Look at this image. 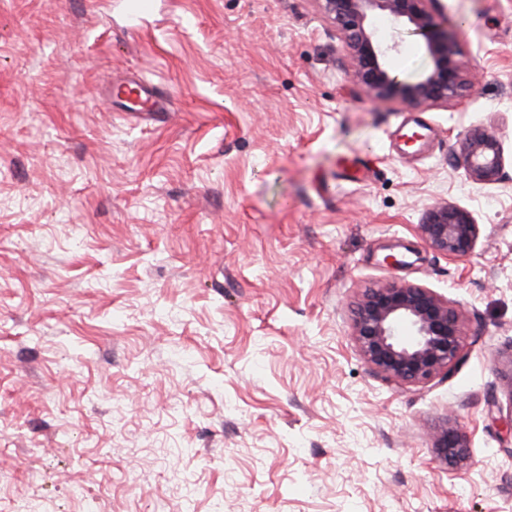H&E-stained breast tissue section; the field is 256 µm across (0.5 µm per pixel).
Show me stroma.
<instances>
[{
  "instance_id": "35a3bbf8",
  "label": "stroma",
  "mask_w": 512,
  "mask_h": 512,
  "mask_svg": "<svg viewBox=\"0 0 512 512\" xmlns=\"http://www.w3.org/2000/svg\"><path fill=\"white\" fill-rule=\"evenodd\" d=\"M152 2L0 0V512H512V0H438L477 79L423 107L359 93L317 0ZM442 204L470 257L421 238ZM391 282L463 317L423 385L353 338ZM459 160L474 181L495 183L503 176L501 143L489 129L476 127L463 135ZM419 230L435 251L451 259L468 257L480 232L479 224L470 211L448 204L430 208L419 224ZM467 440L453 429H446L438 438L437 449L445 461L464 460L469 452Z\"/></svg>"
}]
</instances>
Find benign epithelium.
<instances>
[{
    "mask_svg": "<svg viewBox=\"0 0 512 512\" xmlns=\"http://www.w3.org/2000/svg\"><path fill=\"white\" fill-rule=\"evenodd\" d=\"M347 50L353 82L373 102L400 100L412 106L461 102L472 88L468 66L428 4L432 0H317ZM387 18L397 33L417 37L430 65L404 80L389 65L400 42L384 40L375 19ZM459 160L470 178L495 183L503 176L500 140L489 129L468 130L460 141ZM423 239L451 259L474 250L479 224L472 213L452 205L430 208L419 224ZM353 336L363 358L387 378L426 384L456 365L463 349L461 313L449 300L419 284L370 288L354 309ZM445 460L468 455L462 434L446 429L438 438Z\"/></svg>",
    "mask_w": 512,
    "mask_h": 512,
    "instance_id": "1",
    "label": "benign epithelium"
}]
</instances>
